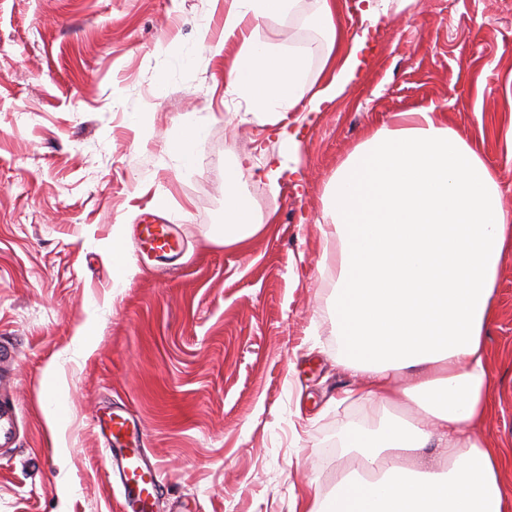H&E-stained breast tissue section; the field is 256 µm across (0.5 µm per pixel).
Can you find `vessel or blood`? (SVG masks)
I'll list each match as a JSON object with an SVG mask.
<instances>
[{
    "label": "vessel or blood",
    "mask_w": 512,
    "mask_h": 512,
    "mask_svg": "<svg viewBox=\"0 0 512 512\" xmlns=\"http://www.w3.org/2000/svg\"><path fill=\"white\" fill-rule=\"evenodd\" d=\"M141 247L163 261L178 257L181 239L171 224L148 222L138 231ZM16 413L12 403H0V447L11 446L16 437ZM94 425L102 440L107 464L114 470L125 489V512H156L162 496L163 474L151 463L140 433L130 412L120 406L104 408Z\"/></svg>",
    "instance_id": "b4317fda"
}]
</instances>
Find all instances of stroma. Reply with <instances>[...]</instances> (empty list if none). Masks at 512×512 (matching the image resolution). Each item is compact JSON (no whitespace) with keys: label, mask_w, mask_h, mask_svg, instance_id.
Wrapping results in <instances>:
<instances>
[{"label":"stroma","mask_w":512,"mask_h":512,"mask_svg":"<svg viewBox=\"0 0 512 512\" xmlns=\"http://www.w3.org/2000/svg\"><path fill=\"white\" fill-rule=\"evenodd\" d=\"M204 24L224 29L212 0H0V345L15 351L0 393L20 418L0 453V512H111L123 488L90 424L111 402L163 470L158 512H293L302 488L328 492L337 467L358 468L339 435L372 417L337 401L365 382L328 317L336 264L322 256L336 244L318 224L337 168L367 131L433 106L512 210V0H416L392 16L340 98L308 122L287 113L299 150L279 192L246 179L262 192L250 207L276 222L241 248L218 240L224 168L244 153L263 163L278 129L225 97ZM190 125L203 136L185 165L166 147ZM160 198L180 222L181 267L129 239L133 273L115 277V224L134 231ZM496 303V411L474 434L512 449V254Z\"/></svg>","instance_id":"1"}]
</instances>
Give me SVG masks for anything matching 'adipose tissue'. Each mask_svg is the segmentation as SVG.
<instances>
[{
    "label": "adipose tissue",
    "instance_id": "adipose-tissue-1",
    "mask_svg": "<svg viewBox=\"0 0 512 512\" xmlns=\"http://www.w3.org/2000/svg\"><path fill=\"white\" fill-rule=\"evenodd\" d=\"M224 34L199 38L224 66V92L244 100L259 123L287 112L312 113L341 97L356 78L371 37L409 0H361L363 26L345 34L336 0H316L306 22L322 38L324 83L311 77L313 54L259 35L260 22L295 17L301 0H214ZM280 157L224 169L225 245L265 232L273 214L253 213L245 172L278 192L283 156L298 146L279 133ZM323 235L336 242L330 310L336 341L367 379L347 389L375 401L371 426L340 437L360 473L337 476L328 493L304 489L300 512H512L500 472L512 463L472 434L495 411L487 359L500 263L512 252V210L497 176L448 124L446 113L407 112L393 128L371 131L337 168L324 209ZM404 398L405 415L387 406Z\"/></svg>",
    "mask_w": 512,
    "mask_h": 512
}]
</instances>
